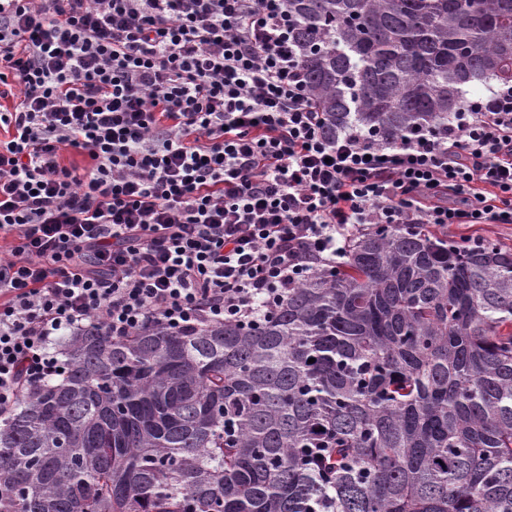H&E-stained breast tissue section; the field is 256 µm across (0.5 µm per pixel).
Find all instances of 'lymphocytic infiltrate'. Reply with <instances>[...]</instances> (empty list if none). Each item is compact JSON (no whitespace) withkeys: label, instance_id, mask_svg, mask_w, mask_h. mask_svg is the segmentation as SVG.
Instances as JSON below:
<instances>
[{"label":"lymphocytic infiltrate","instance_id":"lymphocytic-infiltrate-1","mask_svg":"<svg viewBox=\"0 0 512 512\" xmlns=\"http://www.w3.org/2000/svg\"><path fill=\"white\" fill-rule=\"evenodd\" d=\"M294 30L288 0H0V416L64 333L254 323L369 226L512 224V82L332 134Z\"/></svg>","mask_w":512,"mask_h":512}]
</instances>
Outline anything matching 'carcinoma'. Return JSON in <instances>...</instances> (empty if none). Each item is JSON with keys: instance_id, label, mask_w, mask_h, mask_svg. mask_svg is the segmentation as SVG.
<instances>
[{"instance_id": "1", "label": "carcinoma", "mask_w": 512, "mask_h": 512, "mask_svg": "<svg viewBox=\"0 0 512 512\" xmlns=\"http://www.w3.org/2000/svg\"><path fill=\"white\" fill-rule=\"evenodd\" d=\"M328 131L512 82V0H288ZM0 422V512H512V249L377 224L250 326L70 335ZM315 362L310 363L308 359Z\"/></svg>"}]
</instances>
